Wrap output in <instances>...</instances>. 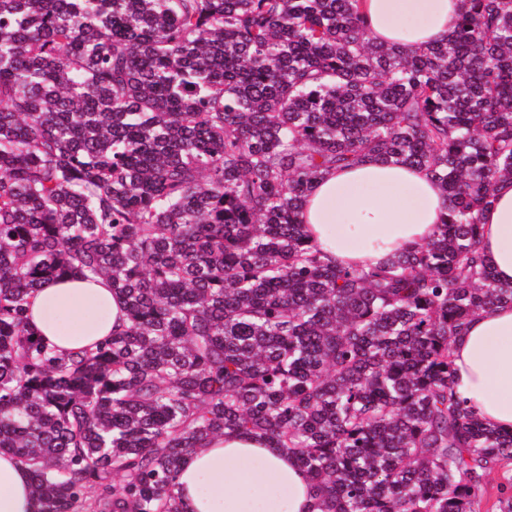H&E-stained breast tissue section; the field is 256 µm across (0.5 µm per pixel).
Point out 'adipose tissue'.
Returning a JSON list of instances; mask_svg holds the SVG:
<instances>
[{"label":"adipose tissue","mask_w":512,"mask_h":512,"mask_svg":"<svg viewBox=\"0 0 512 512\" xmlns=\"http://www.w3.org/2000/svg\"><path fill=\"white\" fill-rule=\"evenodd\" d=\"M371 37L425 49L455 29L462 0H360ZM428 172L365 158L316 179L299 221L309 242L341 264L384 265L396 252L432 240L446 217ZM480 252L496 280L512 283V180L499 181L481 215ZM129 324L122 299L103 279L66 277L41 290L28 328L64 355L111 338ZM457 391L483 422L512 432V305L476 313L453 342ZM174 493L181 512H318L311 481L296 459L266 439L228 433L189 454ZM31 472L0 453V512H35Z\"/></svg>","instance_id":"obj_1"}]
</instances>
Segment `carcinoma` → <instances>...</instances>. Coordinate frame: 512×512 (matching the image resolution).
<instances>
[{
    "label": "carcinoma",
    "instance_id": "obj_1",
    "mask_svg": "<svg viewBox=\"0 0 512 512\" xmlns=\"http://www.w3.org/2000/svg\"><path fill=\"white\" fill-rule=\"evenodd\" d=\"M359 0H0V452L36 512H181L207 439L294 456L320 512H475L512 433L454 390L453 339L512 303L479 214L512 177V0L423 51ZM426 169L437 237L343 266L298 215L319 174ZM100 277L129 326L60 356L33 297Z\"/></svg>",
    "mask_w": 512,
    "mask_h": 512
}]
</instances>
